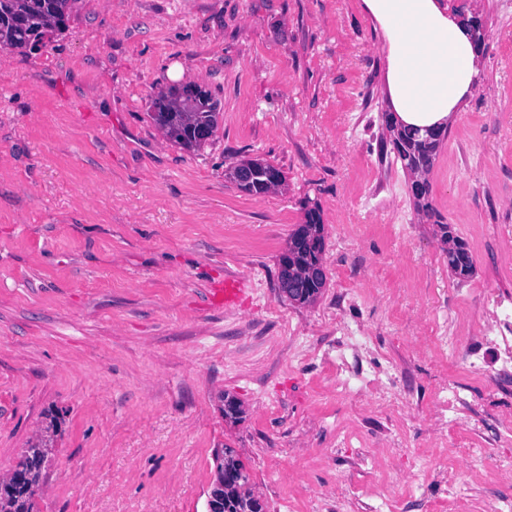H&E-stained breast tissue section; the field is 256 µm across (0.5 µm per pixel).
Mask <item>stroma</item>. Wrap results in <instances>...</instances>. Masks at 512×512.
<instances>
[{
	"label": "stroma",
	"instance_id": "35a3bbf8",
	"mask_svg": "<svg viewBox=\"0 0 512 512\" xmlns=\"http://www.w3.org/2000/svg\"><path fill=\"white\" fill-rule=\"evenodd\" d=\"M468 0L486 30L480 89L449 124L431 201L473 256L459 280L386 151V58L363 0H77L62 34L0 49V480L57 421L33 512H206L213 452L235 450L268 512H448L411 464L447 456L437 396L485 413L512 381L429 351L431 324L485 319L475 288L512 296V7ZM219 103L199 150L151 117L169 87ZM361 134L345 140L344 122ZM259 158L284 183L225 180ZM402 188L408 224L365 205ZM317 210L326 285L277 287L288 236ZM243 280L236 303L213 297ZM364 325L366 380L396 413L340 395L324 353ZM242 408L224 416L226 399ZM326 283V276L312 281L297 280L295 278L288 281L289 301L300 304L313 301L322 291Z\"/></svg>",
	"mask_w": 512,
	"mask_h": 512
}]
</instances>
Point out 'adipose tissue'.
Returning <instances> with one entry per match:
<instances>
[{"mask_svg":"<svg viewBox=\"0 0 512 512\" xmlns=\"http://www.w3.org/2000/svg\"><path fill=\"white\" fill-rule=\"evenodd\" d=\"M386 55L388 111L405 124L449 122L477 91L480 53L446 0H364Z\"/></svg>","mask_w":512,"mask_h":512,"instance_id":"obj_1","label":"adipose tissue"}]
</instances>
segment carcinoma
<instances>
[{"instance_id": "obj_1", "label": "carcinoma", "mask_w": 512, "mask_h": 512, "mask_svg": "<svg viewBox=\"0 0 512 512\" xmlns=\"http://www.w3.org/2000/svg\"><path fill=\"white\" fill-rule=\"evenodd\" d=\"M76 0H0V48L16 50L20 53L38 48L51 41L65 30L66 22ZM153 120L167 134L188 150L200 148L209 140L218 127L220 111L212 95L198 88L171 87L158 94L153 101ZM448 137V129L436 126L421 136L412 128L401 133L400 139L391 140L390 152L401 163L403 169L431 171L443 142ZM247 165L256 170L254 178L246 183L236 182L243 192L262 196L270 191V186H278L282 181L281 172L259 160H249ZM410 196L417 199V211L436 226V234L443 242L453 243L447 252L448 269L459 279H468L475 273L473 256L467 244L453 235L451 226L430 201L429 181L411 182L408 185ZM324 225L320 223L316 211L307 215L305 223L291 234L288 250L280 260V266L294 271L323 267ZM326 278L304 281L295 278L288 281L289 298L300 304L314 300L322 291ZM43 459L33 448L24 450L12 481L0 488V498L5 496L11 502L8 512H31V499L38 485ZM249 483V475L244 464L237 462L230 480L227 482L225 508L227 512H265L266 505L259 504L251 491L240 493L239 488Z\"/></svg>"}]
</instances>
